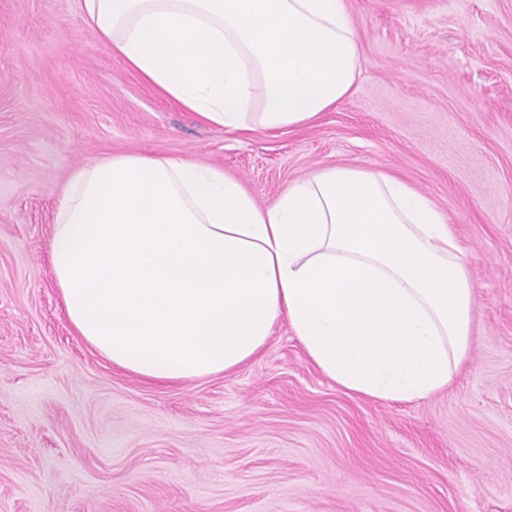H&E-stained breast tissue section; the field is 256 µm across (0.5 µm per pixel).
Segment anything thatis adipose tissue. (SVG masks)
Masks as SVG:
<instances>
[{
  "mask_svg": "<svg viewBox=\"0 0 512 512\" xmlns=\"http://www.w3.org/2000/svg\"><path fill=\"white\" fill-rule=\"evenodd\" d=\"M140 78L207 123L298 127L350 92L348 0H82ZM50 263L67 316L156 381L233 371L286 318L344 392L413 402L467 357L474 285L444 214L386 173L326 167L259 205L223 169L140 155L75 169Z\"/></svg>",
  "mask_w": 512,
  "mask_h": 512,
  "instance_id": "adipose-tissue-1",
  "label": "adipose tissue"
}]
</instances>
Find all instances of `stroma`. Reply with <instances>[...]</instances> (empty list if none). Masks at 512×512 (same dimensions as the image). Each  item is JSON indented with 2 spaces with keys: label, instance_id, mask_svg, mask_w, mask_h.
<instances>
[{
  "label": "stroma",
  "instance_id": "stroma-1",
  "mask_svg": "<svg viewBox=\"0 0 512 512\" xmlns=\"http://www.w3.org/2000/svg\"><path fill=\"white\" fill-rule=\"evenodd\" d=\"M362 54L313 124L227 130L158 95L79 0H0V512H512V0H349ZM106 155L223 168L261 205L331 166L447 217L476 285L468 358L412 403L345 393L286 319L235 372L112 367L49 261L72 170Z\"/></svg>",
  "mask_w": 512,
  "mask_h": 512
}]
</instances>
